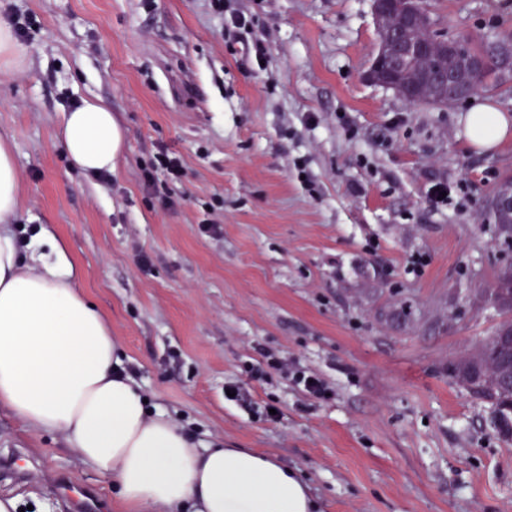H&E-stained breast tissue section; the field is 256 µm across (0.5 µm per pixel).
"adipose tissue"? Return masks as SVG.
Listing matches in <instances>:
<instances>
[{
    "mask_svg": "<svg viewBox=\"0 0 512 512\" xmlns=\"http://www.w3.org/2000/svg\"><path fill=\"white\" fill-rule=\"evenodd\" d=\"M469 140L489 149L512 133V116L476 100ZM61 142L86 174L112 170L126 133L111 108L84 100L64 115ZM9 139L0 137V407L61 434L112 478L126 512H316L297 466L250 448L192 447L120 368L103 315L74 288L75 267L43 230L20 242Z\"/></svg>",
    "mask_w": 512,
    "mask_h": 512,
    "instance_id": "ef3b65f1",
    "label": "adipose tissue"
}]
</instances>
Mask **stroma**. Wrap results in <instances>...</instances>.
<instances>
[{
  "label": "stroma",
  "instance_id": "35a3bbf8",
  "mask_svg": "<svg viewBox=\"0 0 512 512\" xmlns=\"http://www.w3.org/2000/svg\"><path fill=\"white\" fill-rule=\"evenodd\" d=\"M227 4L249 29L213 0H0V22L25 29L26 66L0 76L18 234L66 244L123 368L195 448L298 466L319 512H512V436L448 374L502 320L486 290L512 252L484 200L512 174V136L471 148L466 103L415 106L368 81L373 0ZM432 17L512 38V0H436ZM86 99L126 131L103 176L58 137ZM162 150L184 175L150 191ZM265 351L288 370L251 379ZM15 455L29 474L0 475V495L20 507L70 512L69 485L121 512L111 478L1 407L0 458Z\"/></svg>",
  "mask_w": 512,
  "mask_h": 512
}]
</instances>
